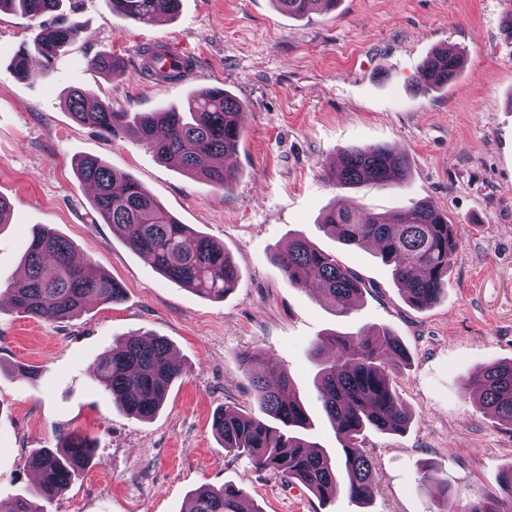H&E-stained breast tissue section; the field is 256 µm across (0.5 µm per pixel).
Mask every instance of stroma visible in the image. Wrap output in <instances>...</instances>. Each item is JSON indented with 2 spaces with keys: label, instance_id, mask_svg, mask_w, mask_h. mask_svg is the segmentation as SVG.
<instances>
[{
  "label": "stroma",
  "instance_id": "stroma-1",
  "mask_svg": "<svg viewBox=\"0 0 512 512\" xmlns=\"http://www.w3.org/2000/svg\"><path fill=\"white\" fill-rule=\"evenodd\" d=\"M505 0H338L302 17L274 0H180L175 16L143 23L113 14L111 0H64L82 31L50 79L10 68L37 29L0 11V196L11 204L0 227V286L23 273L36 226L69 239L80 260L120 282L121 302H89L75 317L34 319L0 300V503L32 490V452L72 432L95 444L93 460L46 512H183L193 490L235 485L261 512H466L499 491L512 466V424L472 393L471 374L512 360V39L501 30ZM176 46L192 68L175 83L149 78L147 47ZM465 56L447 87L420 92L415 75L435 48ZM97 54L124 61L120 77L89 65ZM218 86L243 100V138L219 190L157 160L134 139L112 140L76 123L71 88L113 110L150 112ZM403 153L402 187L351 190L390 213L433 201L454 224L461 256L440 299L420 310L368 248L341 245L319 227L341 191L323 178L354 145ZM93 156L129 174L181 223L222 243L241 279L221 300L199 297L159 274L98 221L93 190L74 161ZM301 236L335 254L367 283L356 309L337 315L320 294L289 287L273 258ZM388 331L408 349L396 389L411 416L395 434L367 432L379 492L369 505L338 491L322 502L224 450L212 428L223 408L255 410L238 356L258 350L285 370L312 417L314 439L338 443L321 417L309 349L318 336L363 326ZM164 337L188 372L159 412L139 420L94 381L99 357L134 333ZM22 365L38 377H18ZM448 482L440 498L437 479Z\"/></svg>",
  "mask_w": 512,
  "mask_h": 512
}]
</instances>
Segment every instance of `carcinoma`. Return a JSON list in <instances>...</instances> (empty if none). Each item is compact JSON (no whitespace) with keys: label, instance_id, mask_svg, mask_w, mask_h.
<instances>
[{"label":"carcinoma","instance_id":"carcinoma-1","mask_svg":"<svg viewBox=\"0 0 512 512\" xmlns=\"http://www.w3.org/2000/svg\"><path fill=\"white\" fill-rule=\"evenodd\" d=\"M63 0H0V10H18L34 21L60 11ZM180 0H112V12L127 19L149 22L158 15H172ZM290 16H304L322 4L336 7V0H273ZM33 43L16 51L12 65L23 78L48 74L32 72L27 60L36 53L46 64L64 53L80 35L81 22L61 15L58 22L39 24ZM159 50L147 52L145 69L163 81L180 79L189 63L162 67ZM464 63L463 54L448 46L427 56L417 70L423 91L443 88ZM90 65L114 76L120 74L118 59L98 55ZM65 106L78 123L114 139L134 136L154 156L173 161L189 175L214 188L226 189L237 177L224 166V157L238 151L243 136L245 103L220 87L202 88L180 107L152 112H116L112 106L71 89ZM78 178L95 189L93 206L104 223L117 228L128 246L145 255L168 280L202 297L222 299L238 286L240 272L224 246L180 223L147 190L122 171L96 157L74 162ZM409 176L404 154L385 145L352 146L344 150L342 163L332 173L338 187L365 184L406 185ZM324 233L352 247H376V254L391 268L407 300L424 309L448 287V271L460 257L453 225L426 198L398 210L391 220L351 200L341 199L322 218ZM276 265L292 288L311 292L322 289L335 312L346 316L355 310L364 283L342 266L336 256L294 238L288 249L276 254ZM25 276L11 281L6 292L15 308L35 319L56 320L78 315L85 300L103 304L122 300L123 288L89 262L74 259V246L47 229L33 232L23 256ZM327 349L335 355L324 356ZM311 356L317 362L315 388L322 411L340 445L336 455L311 441L309 413L292 395L287 373L274 368L256 352L238 356L248 379L257 411L242 413L221 409L212 427L224 449L247 457L259 471L279 474L288 483L296 481L320 500L336 495L344 486L359 503L372 501L378 492L375 463L364 448L365 433L403 431L410 415L402 403L386 365L406 358L399 339L383 330L361 328L353 333L319 337ZM188 369L175 360L168 342L153 333L132 336L112 348L97 364V385L127 414L152 418L165 402L171 385ZM479 402L499 420L512 423V361L481 368L469 378ZM92 458V444L80 434H71L64 445L39 449L30 464L39 474L34 491L18 497L10 512H42L41 502L65 490ZM187 512H240V491L224 485L204 486L191 498ZM467 512H508L495 494L475 502Z\"/></svg>","mask_w":512,"mask_h":512}]
</instances>
